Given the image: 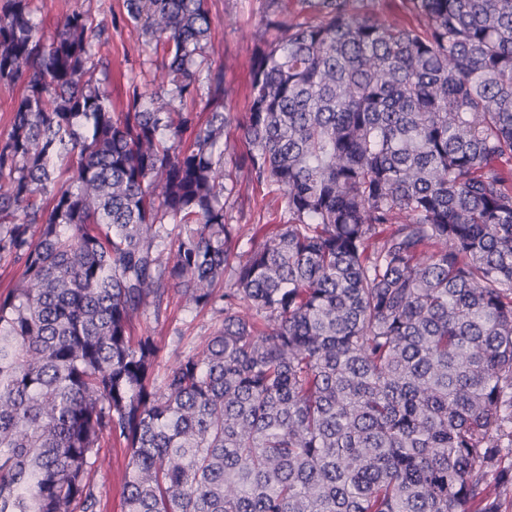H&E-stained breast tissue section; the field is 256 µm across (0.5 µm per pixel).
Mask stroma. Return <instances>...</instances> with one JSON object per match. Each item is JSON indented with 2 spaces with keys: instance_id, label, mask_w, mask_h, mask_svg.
Returning a JSON list of instances; mask_svg holds the SVG:
<instances>
[{
  "instance_id": "stroma-1",
  "label": "stroma",
  "mask_w": 512,
  "mask_h": 512,
  "mask_svg": "<svg viewBox=\"0 0 512 512\" xmlns=\"http://www.w3.org/2000/svg\"><path fill=\"white\" fill-rule=\"evenodd\" d=\"M213 26L208 62L212 68L223 70L226 111L243 114L247 110L250 86V61L253 52L265 37V0H209ZM35 16L44 34H51L59 21L62 9L68 8L88 14L109 29V43L101 54L109 62V85L112 89V107L122 110L126 104V77L136 73L143 84H152L156 68L144 63L141 39L121 16V0H34ZM270 213L271 223L286 221L284 203L262 197L248 184H240L238 194L228 207L230 223H248L259 210ZM222 318L210 311L191 313L179 303H171L166 320L149 322L153 336L163 346L156 375H163L176 355L192 352L211 332L220 326ZM106 461L97 471L95 481L100 492V512H124V474L129 462L126 448L108 446L102 449Z\"/></svg>"
}]
</instances>
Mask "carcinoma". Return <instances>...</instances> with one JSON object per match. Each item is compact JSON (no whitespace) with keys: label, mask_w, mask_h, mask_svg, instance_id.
Returning <instances> with one entry per match:
<instances>
[{"label":"carcinoma","mask_w":512,"mask_h":512,"mask_svg":"<svg viewBox=\"0 0 512 512\" xmlns=\"http://www.w3.org/2000/svg\"><path fill=\"white\" fill-rule=\"evenodd\" d=\"M299 2L239 117L208 0H122L120 112L105 25L0 0V512H99L106 443L125 512H512V0ZM229 167L288 212L245 251ZM174 297L224 319L158 381ZM33 7L36 19L42 23V32L46 36L50 35L60 20L63 2L60 0H34ZM66 8L88 14L96 23L103 21L109 29V45L101 54L109 61V85L112 89V107L120 112L126 104V76L130 69L141 84L153 87L156 67L162 60V50L153 56L154 64L142 65L141 38L121 16L122 0H66ZM376 6L388 15L390 20L404 26L417 25L414 16L407 10L403 0H379L376 2ZM105 464L95 475L100 492L99 512H124V474L129 462L126 448L108 445L102 448Z\"/></svg>","instance_id":"1"}]
</instances>
